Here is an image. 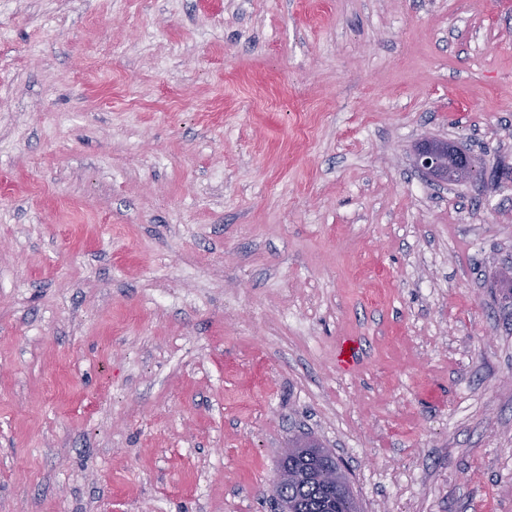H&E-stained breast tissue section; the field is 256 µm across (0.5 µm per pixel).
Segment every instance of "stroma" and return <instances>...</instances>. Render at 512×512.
<instances>
[{
	"label": "stroma",
	"instance_id": "stroma-1",
	"mask_svg": "<svg viewBox=\"0 0 512 512\" xmlns=\"http://www.w3.org/2000/svg\"><path fill=\"white\" fill-rule=\"evenodd\" d=\"M510 263L512 0H0V512H512ZM475 159L446 140L423 136L413 151V166L432 182L452 178L458 183L472 178L476 170ZM290 448H294V451L282 457L280 469L288 468L303 474L304 477L298 481L288 482L280 488L277 500L281 509L288 505V510L281 512L361 511L342 470L336 471L334 489L329 488L319 478L321 461L324 457L333 454L330 450L309 439H298Z\"/></svg>",
	"mask_w": 512,
	"mask_h": 512
}]
</instances>
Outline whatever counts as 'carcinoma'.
<instances>
[{
	"instance_id": "cac0c4a2",
	"label": "carcinoma",
	"mask_w": 512,
	"mask_h": 512,
	"mask_svg": "<svg viewBox=\"0 0 512 512\" xmlns=\"http://www.w3.org/2000/svg\"><path fill=\"white\" fill-rule=\"evenodd\" d=\"M294 451L282 457L280 467L303 474L298 481L283 485L278 493L281 507L288 512H360L356 499L342 470L336 471V487L329 488L320 478L324 457L331 451L309 439L292 443Z\"/></svg>"
}]
</instances>
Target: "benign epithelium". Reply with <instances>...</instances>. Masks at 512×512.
I'll return each mask as SVG.
<instances>
[{
  "mask_svg": "<svg viewBox=\"0 0 512 512\" xmlns=\"http://www.w3.org/2000/svg\"><path fill=\"white\" fill-rule=\"evenodd\" d=\"M413 166L431 181L453 179L463 183L472 178L475 160L446 140L423 136L413 151Z\"/></svg>",
  "mask_w": 512,
  "mask_h": 512,
  "instance_id": "1",
  "label": "benign epithelium"
}]
</instances>
